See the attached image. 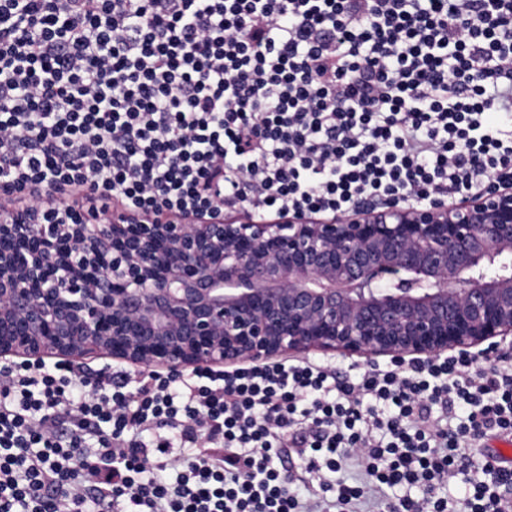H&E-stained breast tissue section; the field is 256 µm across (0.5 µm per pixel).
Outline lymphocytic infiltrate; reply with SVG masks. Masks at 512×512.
I'll list each match as a JSON object with an SVG mask.
<instances>
[{"label":"lymphocytic infiltrate","instance_id":"f902f5d3","mask_svg":"<svg viewBox=\"0 0 512 512\" xmlns=\"http://www.w3.org/2000/svg\"><path fill=\"white\" fill-rule=\"evenodd\" d=\"M512 166V0H0V188L345 213ZM512 359L0 368V512H512ZM300 473L288 477L289 459Z\"/></svg>","mask_w":512,"mask_h":512}]
</instances>
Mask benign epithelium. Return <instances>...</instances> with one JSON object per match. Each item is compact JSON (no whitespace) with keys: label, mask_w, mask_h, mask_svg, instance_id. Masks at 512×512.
I'll list each match as a JSON object with an SVG mask.
<instances>
[{"label":"benign epithelium","mask_w":512,"mask_h":512,"mask_svg":"<svg viewBox=\"0 0 512 512\" xmlns=\"http://www.w3.org/2000/svg\"><path fill=\"white\" fill-rule=\"evenodd\" d=\"M0 205V361L109 355L179 375L310 352L512 355V178L320 217Z\"/></svg>","instance_id":"1"}]
</instances>
